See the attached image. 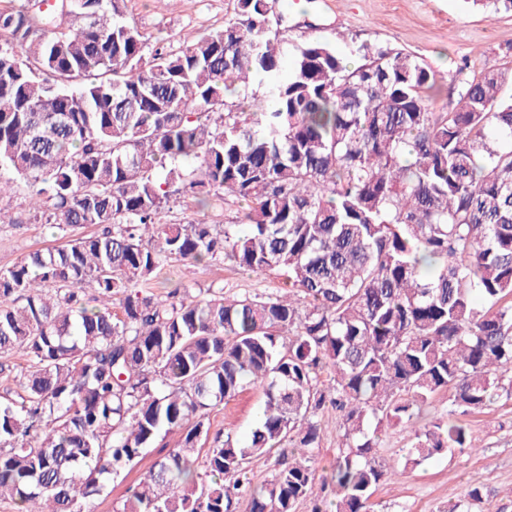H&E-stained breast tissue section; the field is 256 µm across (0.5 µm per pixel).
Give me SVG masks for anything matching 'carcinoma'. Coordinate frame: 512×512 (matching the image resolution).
<instances>
[{
	"label": "carcinoma",
	"mask_w": 512,
	"mask_h": 512,
	"mask_svg": "<svg viewBox=\"0 0 512 512\" xmlns=\"http://www.w3.org/2000/svg\"><path fill=\"white\" fill-rule=\"evenodd\" d=\"M72 10L65 28L0 12V192L19 181L56 228L98 227L0 270V372L28 362L20 393L0 396V502L96 512L112 476L176 433L120 512H232L243 494L248 512L310 497L314 512H370L390 477L371 423L408 432L413 467L473 447L465 416L512 399L501 73L435 112L437 77L412 54L351 68L328 43L289 51L279 0H233L224 28L149 55L123 0ZM174 184L247 201L248 232L168 222ZM203 260L275 270L288 292L148 291L166 264ZM248 380L265 397L250 438L209 437V410ZM447 390L448 420L418 425ZM328 405L344 433L327 476L310 450ZM274 451L252 487L249 461Z\"/></svg>",
	"instance_id": "1"
}]
</instances>
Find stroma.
Masks as SVG:
<instances>
[{"label":"stroma","instance_id":"obj_1","mask_svg":"<svg viewBox=\"0 0 512 512\" xmlns=\"http://www.w3.org/2000/svg\"><path fill=\"white\" fill-rule=\"evenodd\" d=\"M290 7L282 33L289 45L312 42L333 44L342 54L360 45L391 49L417 56L438 73L446 95L432 101L437 112L455 108L459 76L470 78L488 68L503 77L504 95H512V12L468 7L464 0H286ZM232 0H125L126 17L148 39L149 49L175 50L198 34L224 26ZM243 201L213 199L200 208L195 198L174 194L170 218L180 224L205 221L232 224ZM0 211L12 216L0 224V270L12 267L28 253L60 246L71 238L92 234L85 226L67 232L48 224L41 211L31 207L24 189L0 196ZM282 281L276 272L257 275L228 262H175L166 267L154 293L166 296L174 287L198 293L223 288L225 295L270 293ZM263 390L250 384L234 398L209 412L211 433L246 441L261 416ZM319 444L312 464L328 468L342 444L341 417L327 408L317 415ZM472 453L443 455L413 469H405L410 438L402 428H383L376 458L392 476L375 492L373 512H441L448 502H464L469 486L483 489L488 512H512V399H498L487 409L467 416ZM176 434L144 451L134 465L121 471L96 501L97 512H119L130 488L173 447Z\"/></svg>","mask_w":512,"mask_h":512}]
</instances>
